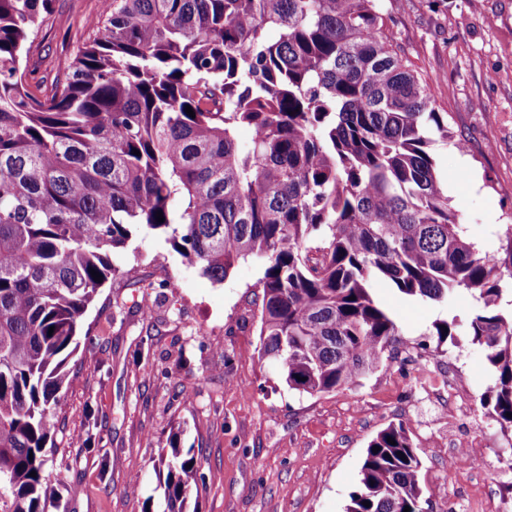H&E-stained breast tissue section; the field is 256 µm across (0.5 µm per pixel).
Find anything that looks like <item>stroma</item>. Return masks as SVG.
Listing matches in <instances>:
<instances>
[{
	"mask_svg": "<svg viewBox=\"0 0 512 512\" xmlns=\"http://www.w3.org/2000/svg\"><path fill=\"white\" fill-rule=\"evenodd\" d=\"M400 55L432 81L452 138L433 154L468 237L496 256L512 224V0H385ZM100 0H57L32 44L30 82L52 81L91 34ZM115 273L77 329L54 434L56 512H163L153 464L170 436L197 460L199 512H345L369 442L403 422L430 493L424 512H512V442L479 400L491 381L482 349L459 336L440 359L462 370L471 416L446 428L389 362L359 384L310 396L258 359L262 263L223 282L142 233L112 256ZM173 287H166V280ZM377 300L400 326L398 345L434 346L436 320L467 322L462 291L434 303L383 286ZM482 435L486 456L448 475L449 435Z\"/></svg>",
	"mask_w": 512,
	"mask_h": 512,
	"instance_id": "1",
	"label": "stroma"
}]
</instances>
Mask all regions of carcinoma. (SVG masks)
<instances>
[{
    "mask_svg": "<svg viewBox=\"0 0 512 512\" xmlns=\"http://www.w3.org/2000/svg\"><path fill=\"white\" fill-rule=\"evenodd\" d=\"M55 7L0 0V512L53 507L69 348L141 229L171 231L217 283L261 260L256 353L309 395L389 359L402 332L377 286L471 293L466 333L493 372L481 406L512 431V225L499 258L464 235L431 153L448 113L404 64L383 0H107L37 95L27 58ZM459 327L433 323L436 352ZM169 445L154 464L163 512H197L196 460ZM421 469L404 423L389 424L345 512H424Z\"/></svg>",
    "mask_w": 512,
    "mask_h": 512,
    "instance_id": "obj_1",
    "label": "carcinoma"
}]
</instances>
